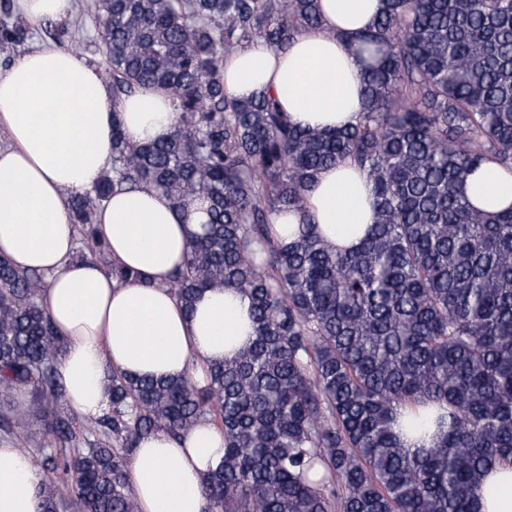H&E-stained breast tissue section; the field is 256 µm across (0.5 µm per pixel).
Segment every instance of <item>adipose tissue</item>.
Instances as JSON below:
<instances>
[{"label":"adipose tissue","mask_w":512,"mask_h":512,"mask_svg":"<svg viewBox=\"0 0 512 512\" xmlns=\"http://www.w3.org/2000/svg\"><path fill=\"white\" fill-rule=\"evenodd\" d=\"M385 9L384 0H319L321 26L297 36L288 52L253 42L224 58V90L239 99L275 96L295 127L357 123L361 75L355 45ZM178 111L164 89L146 86L114 98L101 71L79 53L40 46L0 68V255L45 274L44 305L64 342L59 370L67 403L83 418L110 409L109 372L142 377L193 376L249 346L255 325L248 299L234 288L202 291L185 310L169 287L188 253L189 233L205 223L202 204L176 208L137 185L115 193L96 227L115 266L134 271L120 284L90 259H77L78 232L67 200L89 192L112 169V129L138 146L165 139ZM464 192L489 210L512 202V172L483 164ZM334 248L360 246L375 222L365 174L342 164L319 172L306 210L273 215L285 243L303 217ZM224 457V434L208 421L173 436L156 431L130 455L127 481L137 512H209L202 488ZM41 476L29 454L0 443V512H44ZM479 512H512V464H499L473 489Z\"/></svg>","instance_id":"1"}]
</instances>
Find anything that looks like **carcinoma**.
Here are the masks:
<instances>
[{
  "label": "carcinoma",
  "mask_w": 512,
  "mask_h": 512,
  "mask_svg": "<svg viewBox=\"0 0 512 512\" xmlns=\"http://www.w3.org/2000/svg\"><path fill=\"white\" fill-rule=\"evenodd\" d=\"M113 97L161 85L178 121L129 146L112 129V173L68 199L90 254L124 283L94 226L115 192L146 184L208 221L170 286L184 308L208 288L250 301L256 335L201 385L112 373L109 412L82 425L58 410L64 344L42 302L44 274L0 257V398L42 394L30 413L52 440L39 467L46 512H137L129 455L156 430L209 419L224 460L204 486L210 512H477L473 486L512 460V204L473 206L465 178L512 170V0H386L359 37L357 124L291 125L265 94L224 92V55L260 40L281 52L320 26L318 0H95ZM31 27L0 3V47ZM366 172L375 224L343 253L304 225L270 236V217L304 211L317 174ZM435 404L437 447L411 454L399 409Z\"/></svg>",
  "instance_id": "obj_1"
}]
</instances>
